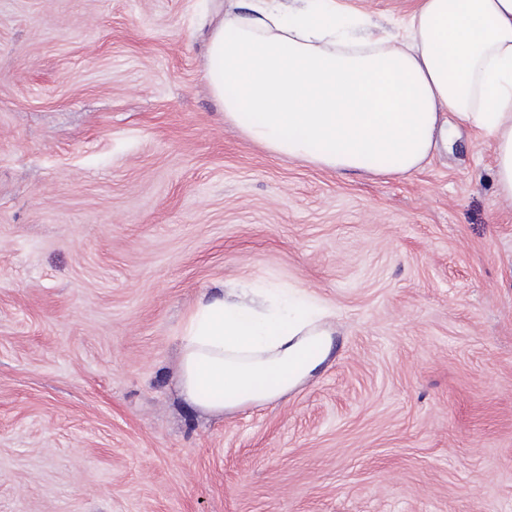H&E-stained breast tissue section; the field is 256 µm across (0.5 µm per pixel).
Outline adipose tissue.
<instances>
[{"label":"adipose tissue","instance_id":"obj_1","mask_svg":"<svg viewBox=\"0 0 512 512\" xmlns=\"http://www.w3.org/2000/svg\"><path fill=\"white\" fill-rule=\"evenodd\" d=\"M204 56L225 121L271 154L403 176L454 118L492 145L512 200V0H417L396 28L342 0H223ZM332 334L312 301L201 298L182 327L179 392L220 414L275 400L325 361Z\"/></svg>","mask_w":512,"mask_h":512}]
</instances>
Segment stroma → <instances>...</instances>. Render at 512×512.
<instances>
[{"instance_id": "1", "label": "stroma", "mask_w": 512, "mask_h": 512, "mask_svg": "<svg viewBox=\"0 0 512 512\" xmlns=\"http://www.w3.org/2000/svg\"><path fill=\"white\" fill-rule=\"evenodd\" d=\"M211 0H0V512H512V202L457 125L407 176L270 154ZM336 333L278 400L176 386L224 282Z\"/></svg>"}]
</instances>
